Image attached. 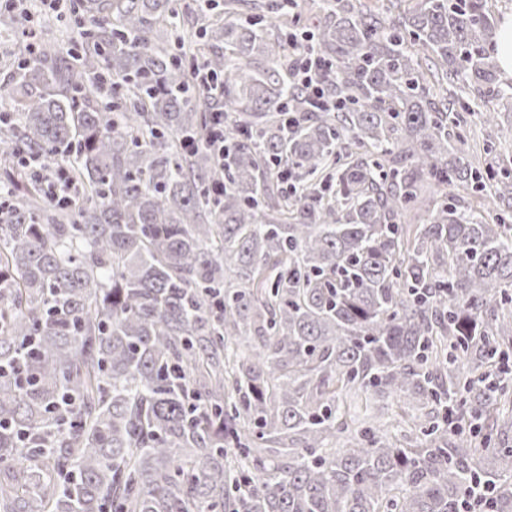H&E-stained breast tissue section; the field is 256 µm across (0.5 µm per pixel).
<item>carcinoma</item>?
<instances>
[{"label":"carcinoma","mask_w":512,"mask_h":512,"mask_svg":"<svg viewBox=\"0 0 512 512\" xmlns=\"http://www.w3.org/2000/svg\"><path fill=\"white\" fill-rule=\"evenodd\" d=\"M237 2L199 45L180 0H71L75 50L12 79L0 139L45 169L0 168V512H512V446L465 428H512V165L432 92L512 99L489 0H320L291 47ZM309 48L331 109L284 73ZM373 414L380 420L391 424L392 434H396L401 440H415L419 429L415 422L407 414V410L394 400H380L372 405Z\"/></svg>","instance_id":"1"}]
</instances>
